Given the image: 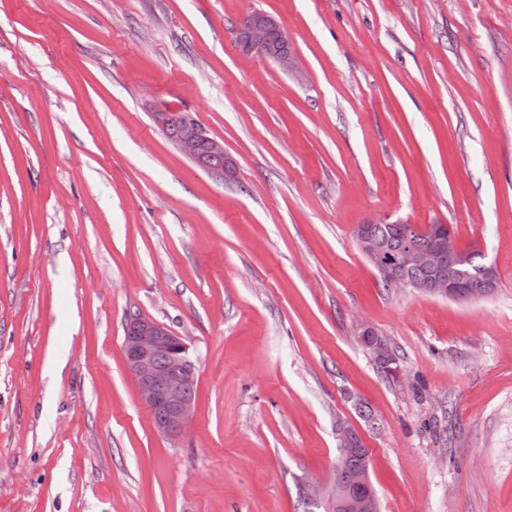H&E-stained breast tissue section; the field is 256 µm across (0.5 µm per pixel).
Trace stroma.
Returning <instances> with one entry per match:
<instances>
[{
    "mask_svg": "<svg viewBox=\"0 0 512 512\" xmlns=\"http://www.w3.org/2000/svg\"><path fill=\"white\" fill-rule=\"evenodd\" d=\"M253 10L295 70L238 49ZM382 219L450 225L495 291L384 288ZM135 312L188 347L179 437ZM340 420L380 512H512V0H0V512H330ZM172 122H181L188 127V132L179 138L184 130L180 124ZM163 125L168 137L176 143L180 151L187 157L197 161L199 165L208 168V162L214 167H223L222 173H231L234 169L232 160L224 154V145L218 140L207 136L198 125L196 127L187 122V117L182 112H165L162 114ZM178 139V140H177ZM205 149V154L203 153ZM208 156L212 159L208 160ZM217 157V158H215ZM224 160H221V159ZM135 325L123 337L128 373L140 400L152 413L155 429L179 437L195 412V398L188 390L196 383L188 349L182 338L167 326L139 314H130ZM195 395V387L190 389Z\"/></svg>",
    "mask_w": 512,
    "mask_h": 512,
    "instance_id": "35a3bbf8",
    "label": "stroma"
}]
</instances>
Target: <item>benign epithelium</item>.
Listing matches in <instances>:
<instances>
[{
	"label": "benign epithelium",
	"instance_id": "benign-epithelium-1",
	"mask_svg": "<svg viewBox=\"0 0 512 512\" xmlns=\"http://www.w3.org/2000/svg\"><path fill=\"white\" fill-rule=\"evenodd\" d=\"M277 32L284 41L288 36L271 16L254 12L249 19L234 29L239 49L254 54L262 60H272L284 70L295 67L292 52L281 53L271 46V35ZM180 151L208 167V158L224 160V172L234 169L232 160L224 154V144L206 135L200 127L188 126V132L176 141ZM358 247L388 282L398 290L419 289V285L399 275L404 269L421 268L433 273L428 295L459 301H474L491 295L495 289L493 267H488L480 281V287L448 276L444 265L447 258L462 263L466 259L455 235L444 230L433 235L431 244L421 246L408 242L398 251L386 255L383 246L366 232L356 234ZM128 323L135 326L123 337V352L128 373L136 384L140 400L152 413L155 429L166 436L178 437L191 421L195 412V398L188 390L196 383L194 369L188 359V349L182 338L167 326L139 314H131ZM339 455L336 470L342 471L343 459L357 452L353 448L351 427L340 421L336 424ZM362 490L359 496L351 495V487ZM336 512H379V500L370 478L369 468L355 470L346 479H336L333 501Z\"/></svg>",
	"mask_w": 512,
	"mask_h": 512
}]
</instances>
